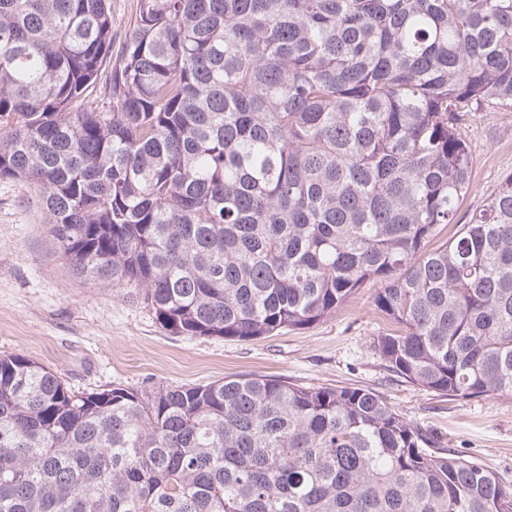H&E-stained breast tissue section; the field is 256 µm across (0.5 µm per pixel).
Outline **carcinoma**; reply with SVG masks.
I'll list each match as a JSON object with an SVG mask.
<instances>
[{"label": "carcinoma", "instance_id": "carcinoma-1", "mask_svg": "<svg viewBox=\"0 0 512 512\" xmlns=\"http://www.w3.org/2000/svg\"><path fill=\"white\" fill-rule=\"evenodd\" d=\"M113 39L109 0H0V181L75 279L241 341L373 282L390 371L512 395V173L458 220L467 117L512 109V0H135ZM0 512H512V486L368 389L75 392L13 353Z\"/></svg>", "mask_w": 512, "mask_h": 512}]
</instances>
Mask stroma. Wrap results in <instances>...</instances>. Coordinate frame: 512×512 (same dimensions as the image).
<instances>
[{
  "label": "stroma",
  "mask_w": 512,
  "mask_h": 512,
  "mask_svg": "<svg viewBox=\"0 0 512 512\" xmlns=\"http://www.w3.org/2000/svg\"><path fill=\"white\" fill-rule=\"evenodd\" d=\"M464 135L473 187L459 219L512 173V110L476 113ZM32 185L0 181V356L21 353L73 390L205 385L247 374L305 387L352 386L382 395L430 441L484 464L512 485V395L451 400L389 371L373 341L388 327L360 290L330 319L250 341L173 336L134 287L76 281L57 256Z\"/></svg>",
  "instance_id": "35a3bbf8"
}]
</instances>
